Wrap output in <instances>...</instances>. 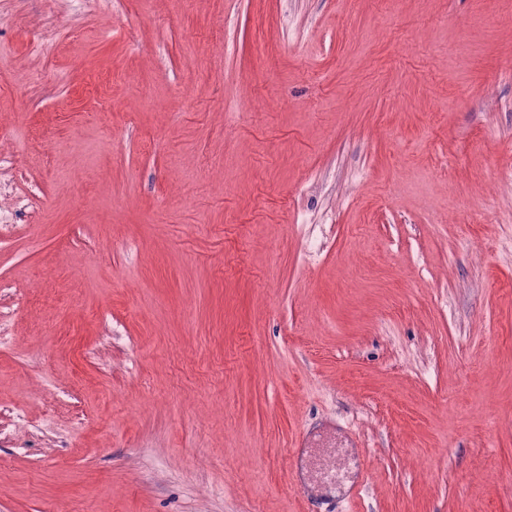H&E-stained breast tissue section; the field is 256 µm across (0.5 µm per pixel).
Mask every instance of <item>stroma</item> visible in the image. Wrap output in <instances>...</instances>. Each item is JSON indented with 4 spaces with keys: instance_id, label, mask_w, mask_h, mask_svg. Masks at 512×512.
<instances>
[{
    "instance_id": "35a3bbf8",
    "label": "stroma",
    "mask_w": 512,
    "mask_h": 512,
    "mask_svg": "<svg viewBox=\"0 0 512 512\" xmlns=\"http://www.w3.org/2000/svg\"><path fill=\"white\" fill-rule=\"evenodd\" d=\"M509 59L512 0H0V512H512Z\"/></svg>"
}]
</instances>
